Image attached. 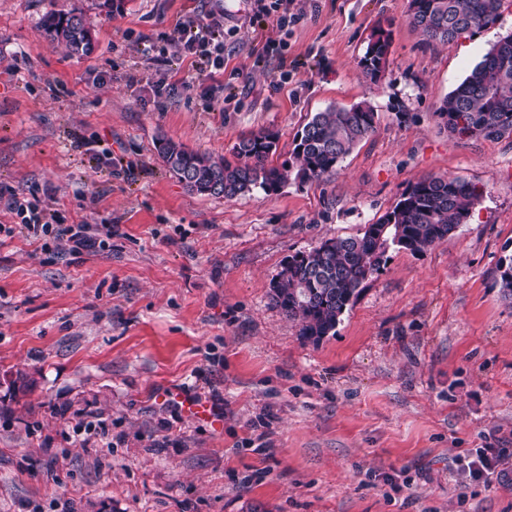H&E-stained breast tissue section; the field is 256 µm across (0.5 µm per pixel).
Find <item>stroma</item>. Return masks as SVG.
Here are the masks:
<instances>
[{
	"label": "stroma",
	"mask_w": 512,
	"mask_h": 512,
	"mask_svg": "<svg viewBox=\"0 0 512 512\" xmlns=\"http://www.w3.org/2000/svg\"><path fill=\"white\" fill-rule=\"evenodd\" d=\"M280 2L281 31L253 0H0V185L54 226L112 227L102 252L20 232L0 245V512H512V300L497 284L512 137L461 138L434 115L512 32V0L433 48L407 0ZM51 12L83 14L95 52L46 38ZM219 12L224 63L202 77L171 35ZM378 29L391 44L373 83L359 60ZM361 101L375 132L275 192L189 193L156 150L228 158L268 128L278 166L312 113ZM429 175L478 187L466 223L424 253L389 251L335 335L302 340L270 299L282 261L359 234ZM89 421L111 449L83 442ZM465 448L500 449L504 475L466 482Z\"/></svg>",
	"instance_id": "obj_1"
}]
</instances>
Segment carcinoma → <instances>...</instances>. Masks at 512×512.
I'll use <instances>...</instances> for the list:
<instances>
[{
    "instance_id": "cac0c4a2",
    "label": "carcinoma",
    "mask_w": 512,
    "mask_h": 512,
    "mask_svg": "<svg viewBox=\"0 0 512 512\" xmlns=\"http://www.w3.org/2000/svg\"><path fill=\"white\" fill-rule=\"evenodd\" d=\"M503 0H408L409 23L427 47L447 44L494 24ZM48 39L70 53L89 56L95 41L85 18L50 13L42 20ZM496 43L444 98L435 111L439 124L460 114L474 123L460 130L467 137L499 140L512 137V35ZM390 42L367 45L359 61L362 73L376 82L386 70ZM377 112L365 103L336 106L313 114L297 132L294 162L268 165L278 133L260 130L242 137L235 160H216L170 139L157 151L168 172L191 192L233 199L255 188L275 192L288 180H317L336 169L374 133ZM477 187L465 180L429 175L409 185L395 207L354 237L326 239L308 252L286 259L271 285V300L298 326V336L312 342L336 333L342 314L362 285L378 273L389 250L422 253L447 239L468 218L478 200Z\"/></svg>"
}]
</instances>
